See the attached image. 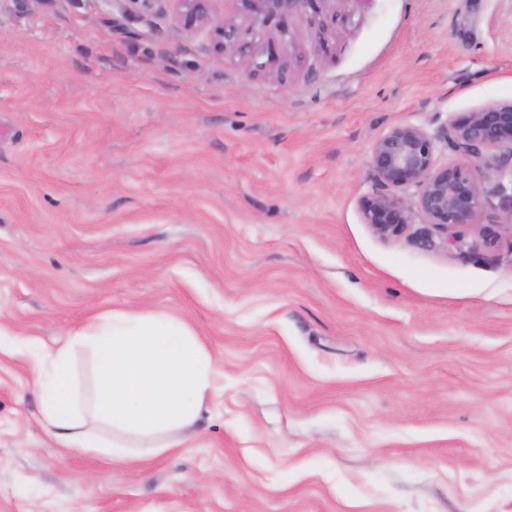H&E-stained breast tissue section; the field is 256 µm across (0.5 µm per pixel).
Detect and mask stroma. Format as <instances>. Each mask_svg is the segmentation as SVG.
<instances>
[{
    "instance_id": "35a3bbf8",
    "label": "stroma",
    "mask_w": 512,
    "mask_h": 512,
    "mask_svg": "<svg viewBox=\"0 0 512 512\" xmlns=\"http://www.w3.org/2000/svg\"><path fill=\"white\" fill-rule=\"evenodd\" d=\"M326 9L217 0L282 82L139 0H0V512H512V236L360 209L391 127L512 101V0ZM112 309L184 319L216 372L133 464L60 447L34 384ZM239 4L238 12L265 19H290L302 14L323 16L328 0H234Z\"/></svg>"
}]
</instances>
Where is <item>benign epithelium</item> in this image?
<instances>
[{"instance_id":"1","label":"benign epithelium","mask_w":512,"mask_h":512,"mask_svg":"<svg viewBox=\"0 0 512 512\" xmlns=\"http://www.w3.org/2000/svg\"><path fill=\"white\" fill-rule=\"evenodd\" d=\"M150 8L169 7L187 32L210 28L212 47L227 49L254 63L255 71L284 78L287 64L277 62L272 47L263 49L240 39L231 19L213 20L217 0H142ZM238 11L266 19H290L302 14L323 16L328 0H235ZM267 55L264 62L257 61ZM447 146L465 157L462 162L440 164L435 157L436 138L419 125L400 124L378 138L369 151L374 180L363 197L364 223L384 240L401 237L420 217L447 238L480 223L489 193L488 184L503 193V179L512 177V101L487 105L474 112H460L449 119ZM416 189V198L405 192Z\"/></svg>"}]
</instances>
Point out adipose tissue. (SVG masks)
<instances>
[{
  "mask_svg": "<svg viewBox=\"0 0 512 512\" xmlns=\"http://www.w3.org/2000/svg\"><path fill=\"white\" fill-rule=\"evenodd\" d=\"M91 349L96 388L76 390L70 348L37 370L41 420L66 448H108L113 460H146L181 447L216 394L212 359L188 323L152 312L112 310L77 328Z\"/></svg>",
  "mask_w": 512,
  "mask_h": 512,
  "instance_id": "obj_1",
  "label": "adipose tissue"
}]
</instances>
